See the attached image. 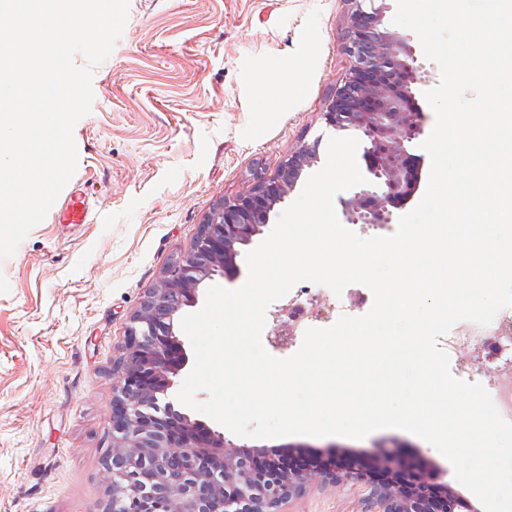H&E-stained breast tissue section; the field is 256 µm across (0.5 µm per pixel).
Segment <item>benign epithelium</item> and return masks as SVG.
I'll return each instance as SVG.
<instances>
[{"mask_svg": "<svg viewBox=\"0 0 512 512\" xmlns=\"http://www.w3.org/2000/svg\"><path fill=\"white\" fill-rule=\"evenodd\" d=\"M347 73L322 113L326 126L355 130L369 143L366 183L339 198L346 223L387 230V205L403 196L411 174L405 161L412 144L425 133V113L416 102L427 72L407 40L382 26L385 7L363 8L364 0H345ZM318 142L303 144L277 173L259 176L245 191L219 204L199 226L187 253L165 269L130 317L120 354L112 368V456L107 463L110 499L106 512H280L287 500L321 482L368 489L363 512H481L461 493L445 485L429 497L434 470L417 466L414 489L371 480L377 468L395 474L412 467L395 444L378 445L371 457L328 459L325 466L285 470L274 456L260 471L254 451L221 433L203 438L195 423L171 404H160L180 367L176 321L182 307L166 313L170 294L182 292L186 304L197 300L204 281L234 266L239 247L268 223L274 205L295 189L304 167L317 161Z\"/></svg>", "mask_w": 512, "mask_h": 512, "instance_id": "benign-epithelium-1", "label": "benign epithelium"}]
</instances>
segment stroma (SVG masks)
I'll return each instance as SVG.
<instances>
[{
    "mask_svg": "<svg viewBox=\"0 0 512 512\" xmlns=\"http://www.w3.org/2000/svg\"><path fill=\"white\" fill-rule=\"evenodd\" d=\"M343 0H129L112 53L93 67L90 112L74 127L77 170L60 199L85 190L86 224L47 214L0 259V512H104L112 454V364L126 326L167 264L226 199L274 175L299 146L333 137L322 114L347 69ZM294 71L295 92L257 91L262 73ZM309 285L273 302L264 348L284 359L304 331L289 305L317 298V325L368 305L328 301ZM458 379L489 385L512 374L483 359L479 339L437 340ZM226 440L257 451L299 447L365 454L395 441L460 489L451 463L399 429L362 439L286 436ZM362 489L310 486L283 512H360Z\"/></svg>",
    "mask_w": 512,
    "mask_h": 512,
    "instance_id": "35a3bbf8",
    "label": "stroma"
}]
</instances>
